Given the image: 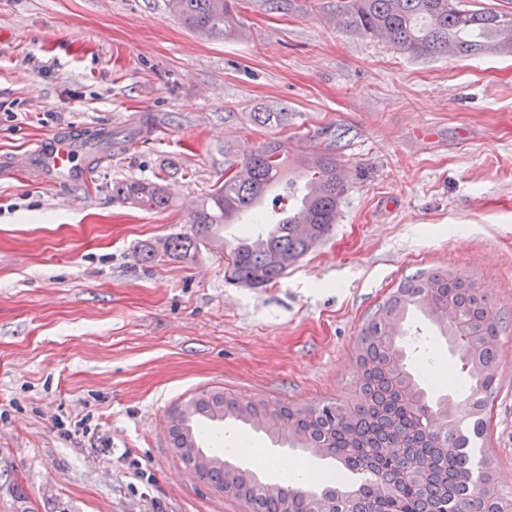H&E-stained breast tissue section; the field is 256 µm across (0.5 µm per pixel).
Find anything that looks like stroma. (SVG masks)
I'll return each mask as SVG.
<instances>
[{
	"instance_id": "stroma-1",
	"label": "stroma",
	"mask_w": 512,
	"mask_h": 512,
	"mask_svg": "<svg viewBox=\"0 0 512 512\" xmlns=\"http://www.w3.org/2000/svg\"><path fill=\"white\" fill-rule=\"evenodd\" d=\"M243 0L242 35L187 29L167 0H0V156L60 128L112 129L91 189L0 172V512H246L185 470L173 410L204 389L305 405L346 398L360 329L405 276L477 277L508 314L485 452L512 471V55L424 58L341 31L299 0ZM287 113L254 126L251 113ZM344 133L331 233L277 283L224 276V245L141 260L224 180V147L280 140L288 159ZM163 177L164 212L112 184ZM412 359L449 379L448 344L420 314ZM203 449L279 481L290 448L225 422ZM144 475H137V468Z\"/></svg>"
}]
</instances>
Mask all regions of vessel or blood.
<instances>
[{
    "label": "vessel or blood",
    "mask_w": 512,
    "mask_h": 512,
    "mask_svg": "<svg viewBox=\"0 0 512 512\" xmlns=\"http://www.w3.org/2000/svg\"><path fill=\"white\" fill-rule=\"evenodd\" d=\"M82 140L56 131L40 138L20 154L0 161L12 173L42 171L56 185H82L91 179L89 165L80 158Z\"/></svg>",
    "instance_id": "vessel-or-blood-1"
}]
</instances>
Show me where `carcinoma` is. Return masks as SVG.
<instances>
[{
	"label": "carcinoma",
	"mask_w": 512,
	"mask_h": 512,
	"mask_svg": "<svg viewBox=\"0 0 512 512\" xmlns=\"http://www.w3.org/2000/svg\"><path fill=\"white\" fill-rule=\"evenodd\" d=\"M169 4L186 27L206 38L231 39L243 30L239 0ZM323 7L336 14L344 32L418 57L512 53L511 12L471 9L461 0H327ZM251 122L281 126L288 113L253 112ZM341 138L338 133L322 150L297 160L307 175L299 204L265 235L230 246L228 280L267 286L330 233L344 193L336 163ZM290 168L275 139L245 154L225 145L224 182L198 202L188 229L164 239L159 249L146 247L142 261L159 254L184 261L204 243L224 244V225L254 209L272 189L294 198ZM112 198L149 211L173 206L160 177L115 181ZM414 310L437 327L468 370L465 415L450 396L423 386L410 363L406 321ZM505 323L502 308L475 276L419 271L405 277L361 327L357 379L348 398L297 406L203 390L168 429L170 445L197 443L205 420L231 419L284 448L322 458L342 476L317 488L285 487L218 458L203 469L197 458H181L208 485L244 500L249 512H512V496L497 490L489 459L473 453L483 447L489 402L500 387L497 341Z\"/></svg>",
	"instance_id": "cac0c4a2"
}]
</instances>
